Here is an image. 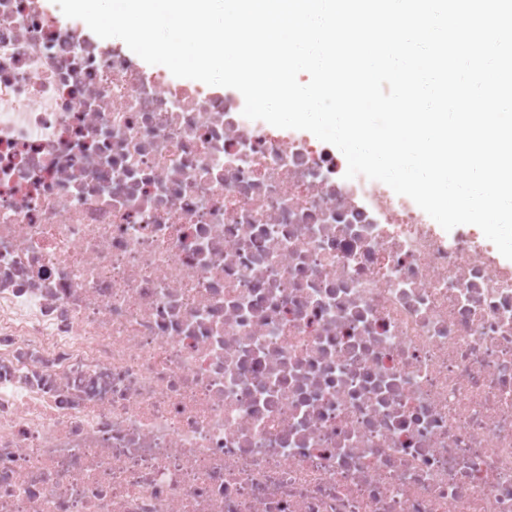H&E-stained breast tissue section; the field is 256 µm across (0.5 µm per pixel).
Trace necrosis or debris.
I'll return each mask as SVG.
<instances>
[{"instance_id": "4bbe7bcc", "label": "necrosis or debris", "mask_w": 512, "mask_h": 512, "mask_svg": "<svg viewBox=\"0 0 512 512\" xmlns=\"http://www.w3.org/2000/svg\"><path fill=\"white\" fill-rule=\"evenodd\" d=\"M243 106L0 0V512H512V262Z\"/></svg>"}]
</instances>
